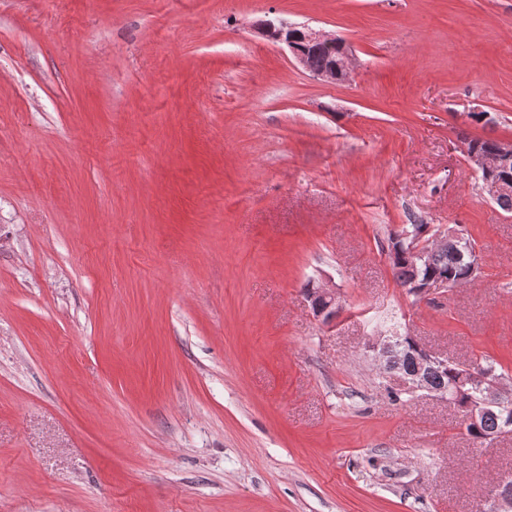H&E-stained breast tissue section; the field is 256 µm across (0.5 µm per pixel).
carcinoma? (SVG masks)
<instances>
[{
  "label": "carcinoma",
  "mask_w": 512,
  "mask_h": 512,
  "mask_svg": "<svg viewBox=\"0 0 512 512\" xmlns=\"http://www.w3.org/2000/svg\"><path fill=\"white\" fill-rule=\"evenodd\" d=\"M339 47L335 44H326L315 48L311 54L310 62L314 68H321L329 58L338 57ZM429 225L427 224H405L400 229L392 232L388 238L387 256L390 261L392 272L397 285L412 296L414 295L413 283L415 278L440 277L453 285L471 279V269L467 261L461 257L458 251H436L431 257V264L427 267H413L407 259L403 258L404 247L407 243H418L425 247L430 246L426 239ZM393 341L400 343V350L403 352L404 360L402 366L410 373L417 366V360L421 352L416 349V342L411 336H395ZM467 371V365L463 363L450 362L440 369L428 375L427 383L444 388L447 393L448 402L457 406L465 413L470 406L482 404L483 394L472 391L463 393L458 388V382L463 373ZM503 426L501 414L487 413L479 422V427H465L467 435L475 442H484V437L499 431Z\"/></svg>",
  "instance_id": "obj_1"
}]
</instances>
